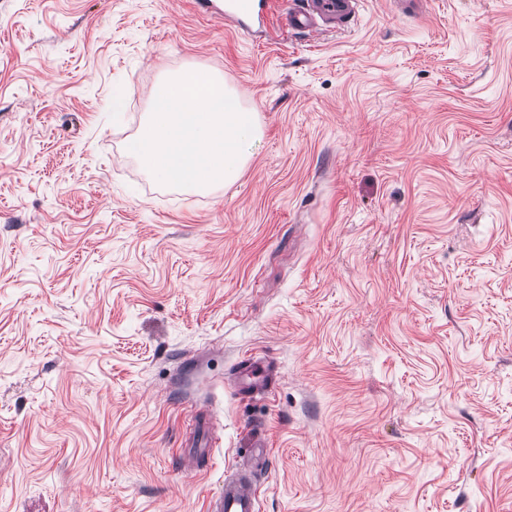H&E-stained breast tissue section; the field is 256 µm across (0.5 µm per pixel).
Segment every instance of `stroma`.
Listing matches in <instances>:
<instances>
[{
  "mask_svg": "<svg viewBox=\"0 0 512 512\" xmlns=\"http://www.w3.org/2000/svg\"><path fill=\"white\" fill-rule=\"evenodd\" d=\"M287 11L0 0V512H207L259 436L258 512H512V0ZM189 66L262 125L213 194L125 151ZM272 2V0H226L224 19H232L240 24H245L255 17L263 21ZM360 0H302L299 8H288L290 25L296 30L316 31L322 23L348 26L356 17ZM263 370L257 361L251 356L244 358L239 363L238 373L235 379V386L239 392H246L257 388L264 376ZM193 441L189 446L187 458L190 462H198L199 459L210 456L214 446L206 422H198Z\"/></svg>",
  "mask_w": 512,
  "mask_h": 512,
  "instance_id": "stroma-1",
  "label": "stroma"
}]
</instances>
